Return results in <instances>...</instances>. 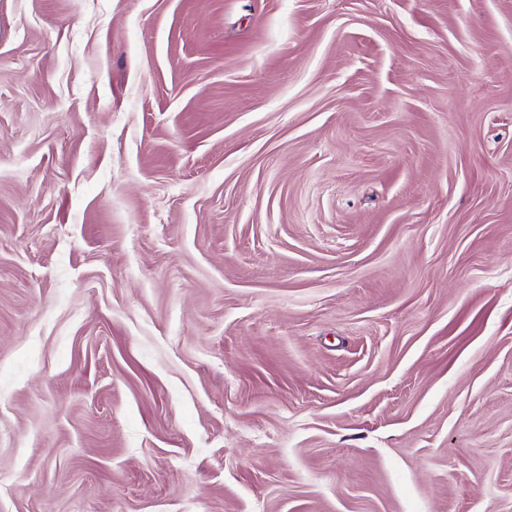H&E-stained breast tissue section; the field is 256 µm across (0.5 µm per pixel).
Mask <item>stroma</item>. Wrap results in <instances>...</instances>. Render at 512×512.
I'll use <instances>...</instances> for the list:
<instances>
[{
	"label": "stroma",
	"instance_id": "35a3bbf8",
	"mask_svg": "<svg viewBox=\"0 0 512 512\" xmlns=\"http://www.w3.org/2000/svg\"><path fill=\"white\" fill-rule=\"evenodd\" d=\"M0 512H512V0H0Z\"/></svg>",
	"mask_w": 512,
	"mask_h": 512
}]
</instances>
